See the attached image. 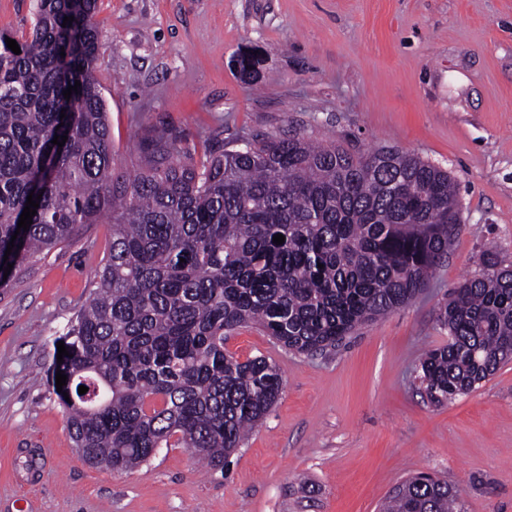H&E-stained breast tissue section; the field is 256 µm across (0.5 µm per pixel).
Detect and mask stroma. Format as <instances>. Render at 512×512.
Returning a JSON list of instances; mask_svg holds the SVG:
<instances>
[{"mask_svg":"<svg viewBox=\"0 0 512 512\" xmlns=\"http://www.w3.org/2000/svg\"><path fill=\"white\" fill-rule=\"evenodd\" d=\"M96 18L117 159L160 127L199 160L295 133L396 148L448 171L461 224L423 292L333 350L227 336L282 390L224 470L162 448L126 473L79 458L48 373L110 246V225L81 230L0 288V512H379L418 473L464 512H512V361L442 405L418 380L453 290L486 252L512 265V0H97Z\"/></svg>","mask_w":512,"mask_h":512,"instance_id":"stroma-1","label":"stroma"}]
</instances>
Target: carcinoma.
<instances>
[{"label":"carcinoma","instance_id":"1","mask_svg":"<svg viewBox=\"0 0 512 512\" xmlns=\"http://www.w3.org/2000/svg\"><path fill=\"white\" fill-rule=\"evenodd\" d=\"M98 27L96 0H37L21 53L0 36V262L13 265L0 288L81 229L112 225L94 288L59 337L69 355L50 367L75 447L117 473L172 446L222 470L282 388L266 358L228 352L227 334L255 325L313 354L406 305L459 230L456 186L411 153L299 136L244 140L197 161L175 130L153 129L124 165L96 77ZM56 135L67 136L61 148ZM31 193L39 207L19 232ZM484 264L439 310L448 344L420 363L436 403L512 357V268L491 252ZM381 512L462 505L453 485L422 473L398 484Z\"/></svg>","mask_w":512,"mask_h":512}]
</instances>
